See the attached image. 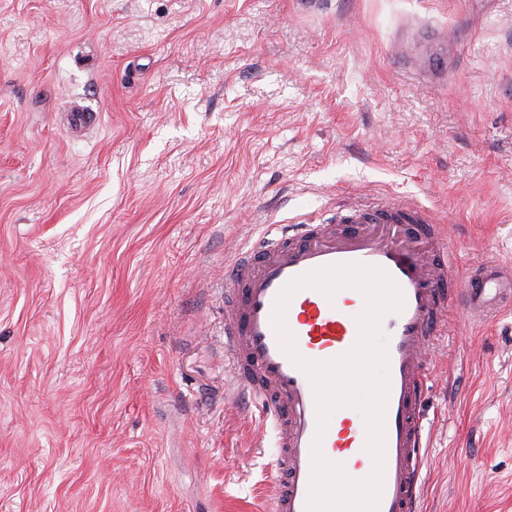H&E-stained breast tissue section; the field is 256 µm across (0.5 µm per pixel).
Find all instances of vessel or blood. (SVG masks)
Listing matches in <instances>:
<instances>
[{
  "label": "vessel or blood",
  "mask_w": 512,
  "mask_h": 512,
  "mask_svg": "<svg viewBox=\"0 0 512 512\" xmlns=\"http://www.w3.org/2000/svg\"><path fill=\"white\" fill-rule=\"evenodd\" d=\"M347 262L385 269L405 298L402 312L381 324L389 387L378 512H415L426 463L420 414L429 382L426 354L445 333L448 315L460 305L471 322L486 323L512 309V264L480 261L458 275L437 222L404 200L357 197L334 221L289 224L275 238L237 253L224 269V346L234 384L255 397L276 425L281 478L268 512H307L313 441L349 476L364 477L372 469L360 418H332L318 431L311 384L283 351L274 325L275 303L287 284ZM363 306L353 288L331 299L303 288L291 297L284 321L302 356L328 360L354 345Z\"/></svg>",
  "instance_id": "1"
}]
</instances>
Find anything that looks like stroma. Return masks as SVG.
I'll list each match as a JSON object with an SVG mask.
<instances>
[{
  "label": "stroma",
  "instance_id": "35a3bbf8",
  "mask_svg": "<svg viewBox=\"0 0 512 512\" xmlns=\"http://www.w3.org/2000/svg\"><path fill=\"white\" fill-rule=\"evenodd\" d=\"M355 194L512 263V0H0V512H267L225 263ZM431 358L420 512H512V311Z\"/></svg>",
  "mask_w": 512,
  "mask_h": 512
}]
</instances>
